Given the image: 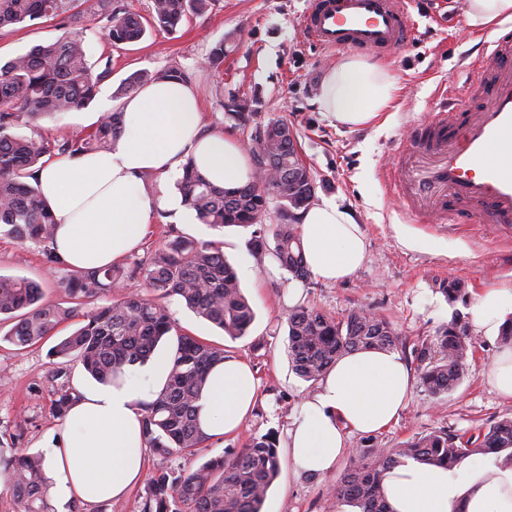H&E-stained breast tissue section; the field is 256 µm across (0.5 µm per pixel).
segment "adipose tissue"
Instances as JSON below:
<instances>
[{
    "mask_svg": "<svg viewBox=\"0 0 512 512\" xmlns=\"http://www.w3.org/2000/svg\"><path fill=\"white\" fill-rule=\"evenodd\" d=\"M464 23L481 31L512 21V0H465ZM399 89L387 68L344 55L325 73L316 101L337 124L358 128L388 111ZM123 126L108 151L53 159L35 173L56 230L50 243L72 268L101 269L145 240L156 210H183L180 197L146 189L147 174L167 177L186 159L213 184L237 188L253 175L247 149L230 136L201 131L193 85L170 77L145 85L122 105ZM304 255L314 277L339 283L367 257L359 224L339 204L311 206L301 219ZM512 319V286L477 295L473 329L493 340ZM413 377L393 351L360 350L340 358L302 402L288 428L286 450L296 471L324 474L347 450L352 433H376L397 421ZM158 386L131 381L76 398L55 447L48 478L63 500L95 503L125 497L146 473L143 405ZM257 400L255 374L232 356L205 386L200 423L209 435L236 432ZM383 495L390 512H512V468L493 463L449 470L416 460L388 471Z\"/></svg>",
    "mask_w": 512,
    "mask_h": 512,
    "instance_id": "1",
    "label": "adipose tissue"
}]
</instances>
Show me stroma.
Returning a JSON list of instances; mask_svg holds the SVG:
<instances>
[{
  "mask_svg": "<svg viewBox=\"0 0 512 512\" xmlns=\"http://www.w3.org/2000/svg\"><path fill=\"white\" fill-rule=\"evenodd\" d=\"M464 2L412 0V40L396 54L376 58L395 75L400 91L389 112L358 129L334 124L316 102L320 82L337 54L304 37L301 19L308 0H213L207 13L188 18L174 31L153 30L138 42L119 46L104 35L108 12L128 10L146 17L152 0H72L57 18L1 29L0 62L33 46L76 35L83 39L93 71L112 70L86 112L120 108L127 97L125 81L132 73L177 67L198 91L203 131L223 132L247 145L269 122L287 123L315 179L316 201H334L346 208L368 245L365 264L348 280L304 281L300 305L338 318L359 309L379 314L391 323L399 338L398 351L408 359L420 338L434 335L454 314H472V304L448 302L437 289L440 280H465L473 295L487 287L512 285V238L500 237L486 225L415 222L400 211L388 186V164L405 132L434 111L439 87L465 81L466 65L482 48L480 33L464 26ZM218 45L224 48V63L215 69L207 57ZM234 96L254 99L247 120L225 112L224 102ZM167 235L223 242L224 254L256 310L248 335L229 339L177 300H170L169 308L186 332L225 346L251 365L258 402L237 433L213 439L200 453H147L151 475L197 468L270 430L278 441H285L291 418L315 388L298 378L288 362V290L294 281L272 253L253 254L246 246L247 230L230 227L220 232L200 224L192 212L161 210L137 258L147 259ZM0 275L39 282L46 300L61 297L57 274L48 270L41 248L33 244L0 236ZM69 331V326H62L58 335L25 348L0 343V450L44 452L62 422L54 411L58 396L94 387L81 365L59 364L50 354L59 335ZM500 349V341L479 338L455 392L436 399L413 386L397 422L378 433L352 434L350 446L392 448L416 434L441 429L471 435L512 417V399L500 397L491 384ZM280 461V475L263 512H336L333 489L349 466L348 457H341L326 475H299L288 456Z\"/></svg>",
  "mask_w": 512,
  "mask_h": 512,
  "instance_id": "obj_1",
  "label": "stroma"
}]
</instances>
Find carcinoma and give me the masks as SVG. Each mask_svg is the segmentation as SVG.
Returning a JSON list of instances; mask_svg holds the SVG:
<instances>
[{"label":"carcinoma","instance_id":"1","mask_svg":"<svg viewBox=\"0 0 512 512\" xmlns=\"http://www.w3.org/2000/svg\"><path fill=\"white\" fill-rule=\"evenodd\" d=\"M66 0H0V29L27 21L54 19L65 12ZM210 0H153L147 21L113 10L105 35L115 45L135 43L146 27L172 30L190 15H201ZM111 73H98L86 60L81 39L65 36L41 44L0 65V234L20 243L46 244L53 239V216L38 186L31 183L45 160L103 151L115 144L122 129V112H106L91 132L74 131L53 142L17 134L13 129L42 118L84 107L98 85ZM250 152L252 180L226 189L210 183L188 160L177 187L197 220L212 229H252L250 251L261 254L273 238V255L292 278L310 276L301 235L300 214L312 206L311 170L299 159L292 131L284 123L257 129ZM282 201L278 224H261L269 201ZM140 275L146 293L119 294L105 305H93L108 288ZM439 290L451 303L466 302L465 282L448 279ZM61 300L46 302L40 284L24 277L0 275V317L16 318L0 341L18 347L36 344L61 325L80 317L79 326L62 337L52 356L74 359L104 385L117 384L129 371L144 365L159 343L171 340L165 379L155 398L144 405L143 434L155 454L199 452L212 437L199 423V401L209 373L230 353L222 345L182 330L167 301L180 300L196 317L239 339L246 336L256 312L244 295L234 269L224 256V243H199L178 236L165 238L149 261L126 266L81 270L58 281ZM288 360L306 382L317 381L341 357L362 349L394 350L399 344L390 323L370 311H353L337 319L315 308L297 306L287 318ZM420 385L432 397L453 393L462 383L475 338L468 318L460 313L436 334L413 348ZM476 454H492L501 468L512 467V418H504L462 439L446 430L417 434L394 448L362 445L351 450V463L336 484V508L352 512H387L382 479L407 459L450 470ZM0 472L23 512H51V484L41 454L0 453ZM280 472L276 436H253L233 453L213 457L184 473L161 471L141 491L142 512H262L268 491Z\"/></svg>","mask_w":512,"mask_h":512}]
</instances>
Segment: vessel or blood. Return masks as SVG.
<instances>
[{
  "instance_id": "vessel-or-blood-1",
  "label": "vessel or blood",
  "mask_w": 512,
  "mask_h": 512,
  "mask_svg": "<svg viewBox=\"0 0 512 512\" xmlns=\"http://www.w3.org/2000/svg\"><path fill=\"white\" fill-rule=\"evenodd\" d=\"M410 0H311L305 38L322 49L390 55L409 41ZM468 83L415 123L391 161L389 188L428 224L512 228V31L487 37Z\"/></svg>"
}]
</instances>
